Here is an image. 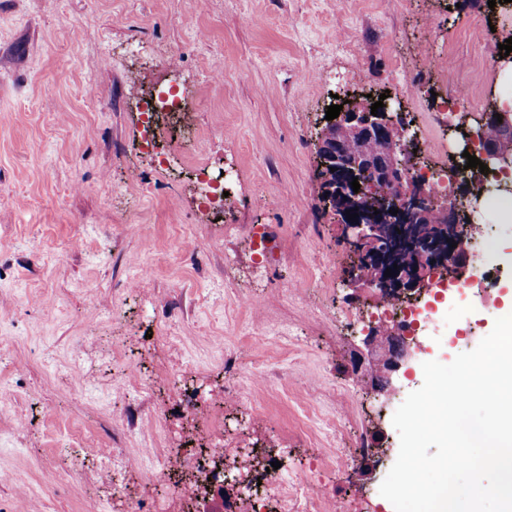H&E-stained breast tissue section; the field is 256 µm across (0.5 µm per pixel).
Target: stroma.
I'll return each instance as SVG.
<instances>
[{"label":"stroma","instance_id":"1","mask_svg":"<svg viewBox=\"0 0 512 512\" xmlns=\"http://www.w3.org/2000/svg\"><path fill=\"white\" fill-rule=\"evenodd\" d=\"M511 37L512 4L488 0H0V512H179L157 475L194 413L226 456L271 450L288 512H390L368 448L398 453L391 414L423 362L475 349L495 317L468 307L418 336L378 416L316 135L331 94L386 90L446 138L436 98L467 88L480 113L512 89ZM426 48L442 70L422 71ZM170 85L199 97L160 162L135 103ZM199 158L233 183L223 219L197 206ZM478 215L473 250L512 246L497 199Z\"/></svg>","mask_w":512,"mask_h":512}]
</instances>
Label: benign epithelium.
I'll list each match as a JSON object with an SVG mask.
<instances>
[{
	"label": "benign epithelium",
	"instance_id": "benign-epithelium-1",
	"mask_svg": "<svg viewBox=\"0 0 512 512\" xmlns=\"http://www.w3.org/2000/svg\"><path fill=\"white\" fill-rule=\"evenodd\" d=\"M377 101V96L349 98L339 116L333 119L338 131H328L326 137L317 140V149L323 154L321 169L326 171L323 180L331 182L324 188L328 199L335 204L331 212L341 218L349 248L356 251L365 265L364 273L356 281L366 285L374 299L392 290L399 294L412 290L422 293L428 288L427 275L437 271L454 281L464 278L471 258L469 244L477 232L473 226L460 224L458 208L450 205L442 207L440 213L442 218L449 219L450 224H437L435 229L426 233L411 232V225L418 223L430 209L424 185L409 179L416 163L414 137L409 135L407 127L396 122L389 107L380 108L378 115H372L371 106ZM497 113L502 118L499 127L503 138L496 143L485 141L483 147L486 159L502 161L512 157V112L499 109ZM375 135L379 136L380 143L377 153L369 154L363 148L351 156L344 153V141L356 140L362 145ZM333 168L346 173L347 179L340 183L332 181ZM355 177L362 187L379 184L384 187L381 215L358 208V221L348 220L346 204L356 196L351 186ZM391 209L398 210V213H389ZM382 218L403 229L399 245L415 254L414 266L394 269L393 254L380 247L378 240V222ZM440 237L456 242L457 246L440 251L434 243ZM388 268L393 273L386 277L384 273ZM412 344L413 339L402 335L400 325L395 322L372 324L366 329L364 345L368 350L367 358L354 361V366L361 378L371 381L382 410L395 392L391 373L412 355ZM214 463L211 480L195 492L196 501L203 504L198 512H217L216 502L224 501L226 484L233 489L250 488L262 461L253 457L248 471L236 460L222 455L215 458Z\"/></svg>",
	"mask_w": 512,
	"mask_h": 512
}]
</instances>
